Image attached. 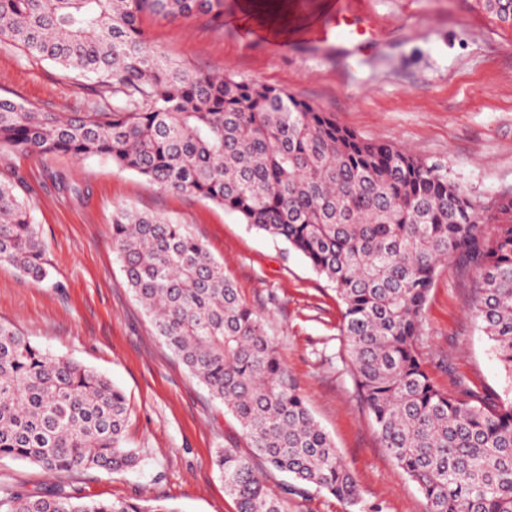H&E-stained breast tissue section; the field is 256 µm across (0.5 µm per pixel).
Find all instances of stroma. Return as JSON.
I'll return each instance as SVG.
<instances>
[{"label":"stroma","mask_w":512,"mask_h":512,"mask_svg":"<svg viewBox=\"0 0 512 512\" xmlns=\"http://www.w3.org/2000/svg\"><path fill=\"white\" fill-rule=\"evenodd\" d=\"M252 14L249 32L235 19ZM333 0H227L223 21L147 16L154 44L172 61L286 91L333 113L359 136L391 143L488 200L512 191V25L484 0H370L384 30L356 59L310 37ZM0 95L47 112H74L83 83L47 62L0 45ZM0 179L30 188L49 279L36 283L0 265V323L20 328L51 354L109 377L128 400L131 471H91L74 486L102 500L158 499L178 512H237L213 459L234 447L251 456L239 421L155 336L112 248V210L130 206L186 225L223 263L241 299L260 313L321 427L353 473L362 500L382 512H427V501L379 442L340 355L341 312L328 283L282 240L249 230L209 201L165 192L111 161L0 152ZM476 278L439 265L419 353L434 384L506 394L508 376L472 317ZM288 512H349L316 488L290 492L287 475L259 469Z\"/></svg>","instance_id":"stroma-1"}]
</instances>
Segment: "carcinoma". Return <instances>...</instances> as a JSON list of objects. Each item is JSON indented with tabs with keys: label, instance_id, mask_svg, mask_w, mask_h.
I'll use <instances>...</instances> for the list:
<instances>
[{
	"label": "carcinoma",
	"instance_id": "carcinoma-1",
	"mask_svg": "<svg viewBox=\"0 0 512 512\" xmlns=\"http://www.w3.org/2000/svg\"><path fill=\"white\" fill-rule=\"evenodd\" d=\"M225 0H0V45L87 79L81 112L0 97V150L105 157L160 189L212 202L286 242L342 306L357 393L381 446L416 483L428 512H512V396L438 389L419 356L440 263L476 274L472 316L512 375V191L484 204L448 174L364 139L286 91L168 59L142 25L224 16ZM512 24V0H485ZM112 247L156 335L240 421L254 455L356 512L366 507L330 436L310 413L262 319L185 225L124 207ZM0 264L49 276L32 201L0 180ZM124 392L0 323V460L51 474L135 467ZM214 464L237 512H286L251 459L225 447ZM0 512H178L99 500L59 485L0 482Z\"/></svg>",
	"mask_w": 512,
	"mask_h": 512
}]
</instances>
